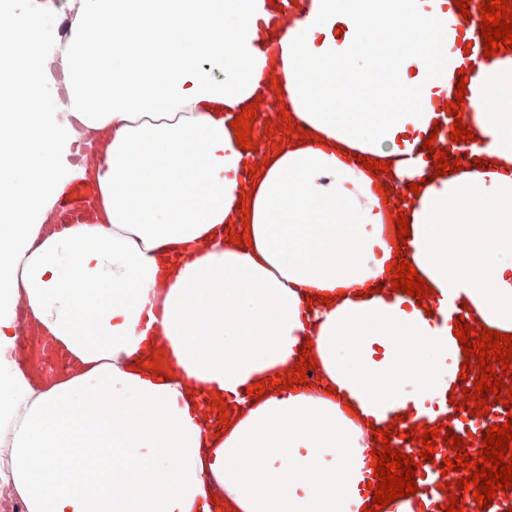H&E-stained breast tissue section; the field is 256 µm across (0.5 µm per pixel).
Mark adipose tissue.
<instances>
[{"label": "adipose tissue", "instance_id": "ef3b65f1", "mask_svg": "<svg viewBox=\"0 0 512 512\" xmlns=\"http://www.w3.org/2000/svg\"><path fill=\"white\" fill-rule=\"evenodd\" d=\"M75 8L56 53L43 11L10 12L0 30L11 496L25 512H362L376 429L434 415L455 378L460 351L438 340L448 304L512 335V50L466 55L472 29L453 0H300L273 36L269 0ZM464 68L475 139L450 152L465 169L434 178L415 147ZM270 74L314 139L264 148L251 179L228 116ZM77 179L98 189L93 221L54 223ZM385 187L402 196L407 258L437 315L381 290L395 254ZM245 228L251 246L234 245ZM24 329L68 369L33 373ZM306 344L312 386L246 399ZM155 350L170 377L143 368Z\"/></svg>", "mask_w": 512, "mask_h": 512}]
</instances>
